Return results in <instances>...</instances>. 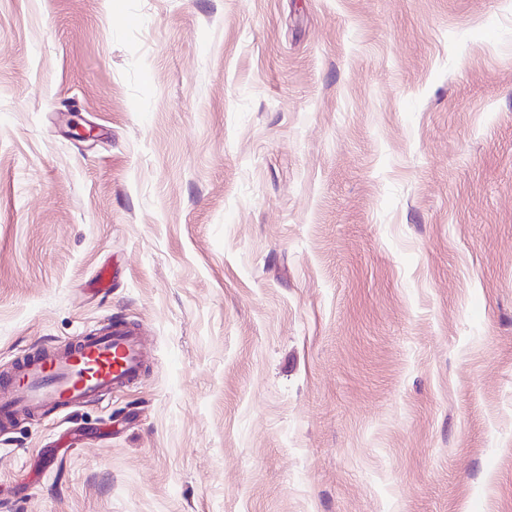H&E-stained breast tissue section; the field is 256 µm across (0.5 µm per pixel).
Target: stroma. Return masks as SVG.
<instances>
[{"mask_svg":"<svg viewBox=\"0 0 512 512\" xmlns=\"http://www.w3.org/2000/svg\"><path fill=\"white\" fill-rule=\"evenodd\" d=\"M111 321L0 512H512V0H0V378Z\"/></svg>","mask_w":512,"mask_h":512,"instance_id":"35a3bbf8","label":"stroma"}]
</instances>
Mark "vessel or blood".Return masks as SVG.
Returning <instances> with one entry per match:
<instances>
[{"instance_id": "1", "label": "vessel or blood", "mask_w": 512, "mask_h": 512, "mask_svg": "<svg viewBox=\"0 0 512 512\" xmlns=\"http://www.w3.org/2000/svg\"><path fill=\"white\" fill-rule=\"evenodd\" d=\"M143 365L139 327L104 325L74 344L21 359L0 380V421L105 399L137 381Z\"/></svg>"}]
</instances>
